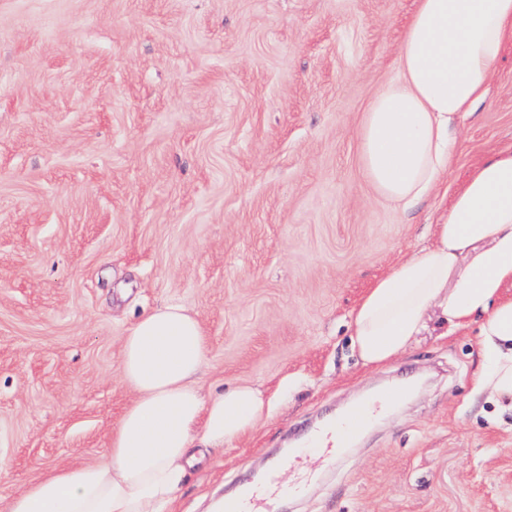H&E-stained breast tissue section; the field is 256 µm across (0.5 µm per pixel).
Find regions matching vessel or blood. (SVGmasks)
Masks as SVG:
<instances>
[{"mask_svg":"<svg viewBox=\"0 0 512 512\" xmlns=\"http://www.w3.org/2000/svg\"><path fill=\"white\" fill-rule=\"evenodd\" d=\"M404 395V389L394 387L383 392L381 398L351 406L344 422L325 427L311 437V447L321 449L327 459H337L344 448L351 446L375 412L396 404ZM297 462V457H288L282 467L269 469L259 482L239 494L225 497L222 512H274L275 503L282 495L300 493L314 478L313 473L299 470ZM285 468L296 472L295 479L288 484L283 482L281 475Z\"/></svg>","mask_w":512,"mask_h":512,"instance_id":"b4317fda","label":"vessel or blood"}]
</instances>
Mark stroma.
Listing matches in <instances>:
<instances>
[{
    "instance_id": "stroma-1",
    "label": "stroma",
    "mask_w": 512,
    "mask_h": 512,
    "mask_svg": "<svg viewBox=\"0 0 512 512\" xmlns=\"http://www.w3.org/2000/svg\"><path fill=\"white\" fill-rule=\"evenodd\" d=\"M417 0H0V502L106 460L133 399L130 327L186 307L204 392L297 388L193 468L177 512L254 480L390 386L319 482L276 512H512V415L477 395L478 326L363 365L349 313L473 169L512 146V40L452 164L405 210L360 158Z\"/></svg>"
}]
</instances>
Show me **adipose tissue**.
Returning a JSON list of instances; mask_svg holds the SVG:
<instances>
[{
	"label": "adipose tissue",
	"mask_w": 512,
	"mask_h": 512,
	"mask_svg": "<svg viewBox=\"0 0 512 512\" xmlns=\"http://www.w3.org/2000/svg\"><path fill=\"white\" fill-rule=\"evenodd\" d=\"M512 39V0H418L400 46L401 76L371 103L360 131L364 172L385 199L410 208L429 195L455 151L452 126L485 98ZM512 148L478 165L435 226L432 243L399 260L350 313L351 341L377 367L418 343L479 325L477 391L512 410ZM206 339L198 319L166 304L122 344L119 376L135 399L110 459L52 470L0 512H174L189 468L268 416L260 387L209 396L199 385Z\"/></svg>",
	"instance_id": "obj_1"
}]
</instances>
